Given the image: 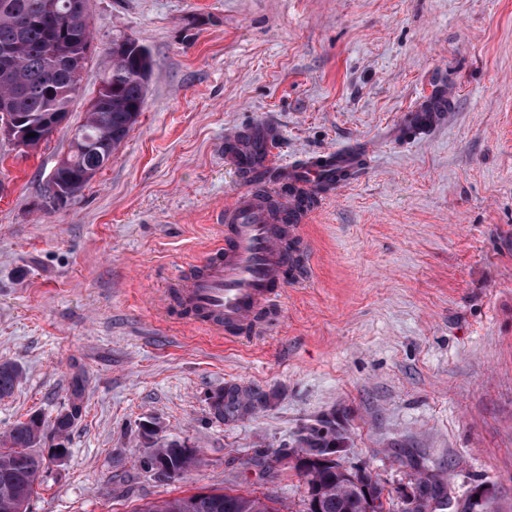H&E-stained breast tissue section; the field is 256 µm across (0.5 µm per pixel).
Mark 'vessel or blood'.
<instances>
[{
  "label": "vessel or blood",
  "mask_w": 512,
  "mask_h": 512,
  "mask_svg": "<svg viewBox=\"0 0 512 512\" xmlns=\"http://www.w3.org/2000/svg\"><path fill=\"white\" fill-rule=\"evenodd\" d=\"M448 106L444 94L434 104H420L406 112L403 128L423 134L442 125ZM272 131L252 138L232 137L228 155L239 169L266 173L276 186H294V193L278 196V213H271L251 190L245 189L228 202L221 215L224 239L214 245L184 288L179 300L191 323L212 334L237 338L256 333L260 324H272V310L286 284L301 282L306 270L295 244L313 209L307 196H320L326 170L339 171L337 188L358 181L372 155L344 149L330 151L302 165L281 163L271 154Z\"/></svg>",
  "instance_id": "1"
}]
</instances>
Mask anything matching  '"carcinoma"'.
I'll use <instances>...</instances> for the list:
<instances>
[{"label":"carcinoma","instance_id":"1","mask_svg":"<svg viewBox=\"0 0 512 512\" xmlns=\"http://www.w3.org/2000/svg\"><path fill=\"white\" fill-rule=\"evenodd\" d=\"M88 0H0V102L18 126L32 133L26 149L46 141L53 130L47 117L67 115L78 95L81 72L91 52V20ZM152 70L149 50L126 39L112 44L111 63L104 73L99 97L90 104L83 122L73 131L65 167L58 170L56 184L76 198L91 181L88 172L98 173L128 136L146 107L147 85ZM21 371L10 361L0 362V398L13 394ZM81 382L75 380L70 409L60 412L52 428L39 415L16 422L0 438V512H30L35 485L51 476L45 458L35 449L46 444L53 432L67 437L80 416ZM145 435L152 449L143 460L148 469L165 468L157 480L174 483L194 463L196 449L178 438H160L148 427ZM305 477L306 503L317 512H365L369 498H382L383 488L372 475L355 482L340 461L314 464L301 470ZM426 489L420 503L409 512H444L452 501L436 483L420 478ZM138 512H278L268 495L241 494L234 490L210 491L175 497Z\"/></svg>","mask_w":512,"mask_h":512}]
</instances>
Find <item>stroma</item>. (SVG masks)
Here are the masks:
<instances>
[{
	"instance_id": "1",
	"label": "stroma",
	"mask_w": 512,
	"mask_h": 512,
	"mask_svg": "<svg viewBox=\"0 0 512 512\" xmlns=\"http://www.w3.org/2000/svg\"><path fill=\"white\" fill-rule=\"evenodd\" d=\"M81 94L48 142L0 138V361L21 368L0 434L82 411L32 512H137L224 487L303 512L297 465L333 425L342 463L405 512L418 474L512 512V0H89ZM152 57L147 104L74 200L39 205L110 64ZM434 135L399 137L435 85ZM277 129L284 163L368 147L372 168L323 201L310 272L241 340L182 320L175 274L220 241L246 181L226 139ZM248 405L218 420L210 397ZM196 448L183 478L141 463L145 426Z\"/></svg>"
}]
</instances>
